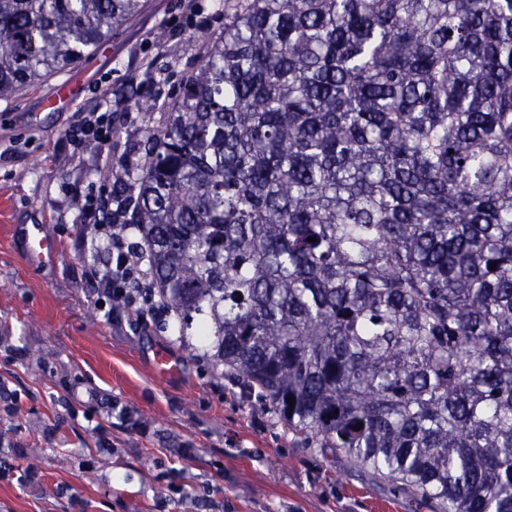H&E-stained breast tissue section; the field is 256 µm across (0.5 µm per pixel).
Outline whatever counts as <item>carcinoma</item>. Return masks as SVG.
Here are the masks:
<instances>
[{
  "mask_svg": "<svg viewBox=\"0 0 512 512\" xmlns=\"http://www.w3.org/2000/svg\"><path fill=\"white\" fill-rule=\"evenodd\" d=\"M143 6L0 0V99ZM157 108L118 231L180 339L387 492L512 512V0H224Z\"/></svg>",
  "mask_w": 512,
  "mask_h": 512,
  "instance_id": "carcinoma-1",
  "label": "carcinoma"
}]
</instances>
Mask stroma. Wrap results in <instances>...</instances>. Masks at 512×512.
<instances>
[{"mask_svg": "<svg viewBox=\"0 0 512 512\" xmlns=\"http://www.w3.org/2000/svg\"><path fill=\"white\" fill-rule=\"evenodd\" d=\"M224 32L222 0H146L89 57L0 99V512H418L342 455L309 447L285 421L172 326L139 330L102 292L105 242L74 199L114 195L108 168L133 182L140 146L166 101ZM72 101L44 108L60 80ZM102 107L116 136L65 137ZM58 246L37 266L24 227ZM180 370L157 376L156 350Z\"/></svg>", "mask_w": 512, "mask_h": 512, "instance_id": "stroma-1", "label": "stroma"}]
</instances>
